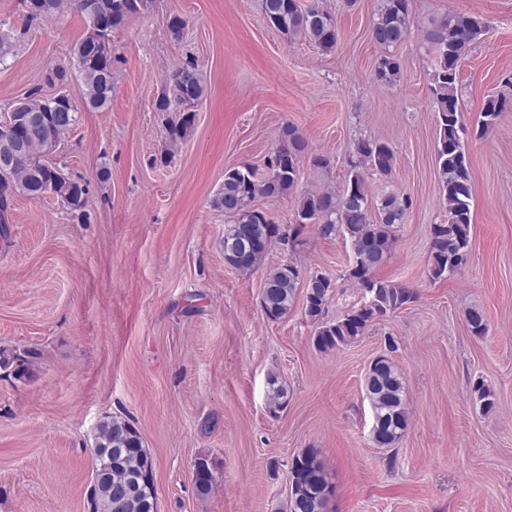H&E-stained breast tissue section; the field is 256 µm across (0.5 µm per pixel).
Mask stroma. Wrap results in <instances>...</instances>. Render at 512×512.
Wrapping results in <instances>:
<instances>
[{"label":"stroma","instance_id":"1","mask_svg":"<svg viewBox=\"0 0 512 512\" xmlns=\"http://www.w3.org/2000/svg\"><path fill=\"white\" fill-rule=\"evenodd\" d=\"M300 2L334 14L331 51L270 27L259 0H153L115 33L110 106L83 112L55 157L87 181L88 221L51 195L12 199L0 224V348L32 357L29 376L0 368V512H91V450L108 416L134 425L153 457L158 512H281L288 467L311 448L333 487L329 512H512V110L467 141L469 259L431 280V227L446 213L426 49L436 21L486 22L459 68L462 120L474 127L488 97L512 98V0H410L391 85L374 79L382 0ZM174 14L186 21L178 39ZM86 27L74 11L29 25L18 0H0V34L18 38L0 66V111L34 90L54 96L45 73L69 66ZM190 58L206 98L172 147L153 105ZM288 126L331 165L302 162L288 195L255 199L276 223L292 222L302 194L337 190L368 137L395 155L390 178L366 171L370 195L412 201L378 275L415 289L417 301L333 350L316 346L303 302L266 319L264 269L245 276L225 264L224 214L212 205L226 169L265 173ZM167 150L170 163L157 164ZM289 259L335 282L326 320L358 302L342 236L307 226L294 248L272 245L265 264ZM473 308L485 335L467 325ZM384 353L407 390L408 428L392 448L372 442L364 392ZM272 376L288 389L275 412ZM479 379L491 410L474 399ZM200 458L213 472L205 497L192 481Z\"/></svg>","mask_w":512,"mask_h":512}]
</instances>
